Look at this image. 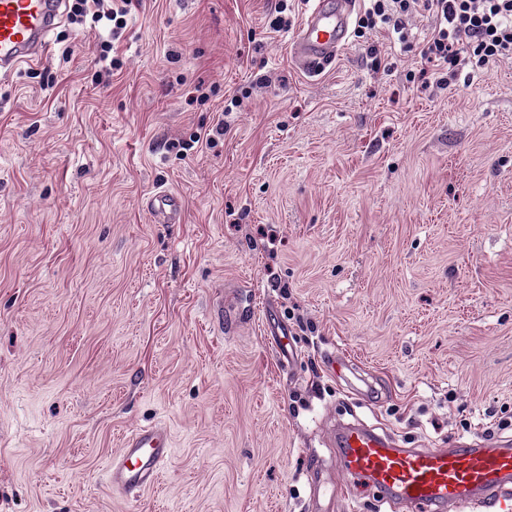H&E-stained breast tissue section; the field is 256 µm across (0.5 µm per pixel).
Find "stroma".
Instances as JSON below:
<instances>
[{
  "label": "stroma",
  "instance_id": "obj_1",
  "mask_svg": "<svg viewBox=\"0 0 512 512\" xmlns=\"http://www.w3.org/2000/svg\"><path fill=\"white\" fill-rule=\"evenodd\" d=\"M307 8L139 0L117 37L66 16L0 78V512H391L347 495L333 424L512 439V62L421 83V10L410 48L354 24L312 76ZM161 187L181 223H154ZM158 422L159 482L111 492ZM172 453L171 434L165 424L132 430L124 437L119 452L107 460L109 488L126 496L140 494L157 482Z\"/></svg>",
  "mask_w": 512,
  "mask_h": 512
}]
</instances>
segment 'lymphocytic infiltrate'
Segmentation results:
<instances>
[{
  "instance_id": "obj_1",
  "label": "lymphocytic infiltrate",
  "mask_w": 512,
  "mask_h": 512,
  "mask_svg": "<svg viewBox=\"0 0 512 512\" xmlns=\"http://www.w3.org/2000/svg\"><path fill=\"white\" fill-rule=\"evenodd\" d=\"M132 6L133 0H72L71 13L121 29ZM420 9L432 20L421 56L436 71L512 61V0H369L359 23L364 29L386 30L404 44L408 18Z\"/></svg>"
}]
</instances>
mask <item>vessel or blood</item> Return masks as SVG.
Masks as SVG:
<instances>
[{
	"label": "vessel or blood",
	"instance_id": "1",
	"mask_svg": "<svg viewBox=\"0 0 512 512\" xmlns=\"http://www.w3.org/2000/svg\"><path fill=\"white\" fill-rule=\"evenodd\" d=\"M65 0H0V74L42 59L62 16ZM357 0H310L290 41L291 54L313 72L346 47ZM147 207L163 224L179 223L180 197L155 192ZM342 470L374 488L383 501L416 512H512V441L503 438L456 440L445 448H401L362 426L338 434ZM173 453L165 424L139 427L123 439L106 464L110 489L137 495L153 486Z\"/></svg>",
	"mask_w": 512,
	"mask_h": 512
}]
</instances>
